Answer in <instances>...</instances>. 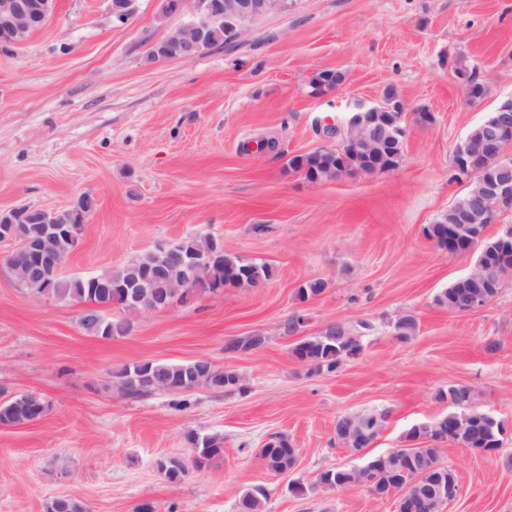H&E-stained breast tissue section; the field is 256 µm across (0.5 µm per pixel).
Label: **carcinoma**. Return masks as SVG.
Returning a JSON list of instances; mask_svg holds the SVG:
<instances>
[{"mask_svg": "<svg viewBox=\"0 0 512 512\" xmlns=\"http://www.w3.org/2000/svg\"><path fill=\"white\" fill-rule=\"evenodd\" d=\"M455 67L467 68L470 71L469 82L464 84L467 96L471 100H479L486 94L485 86L477 80V66L460 55L455 60ZM344 81L343 73L339 71H322L314 78L317 90H333ZM370 127H385L388 132L383 145L367 156L365 150L353 147L354 140H362L357 130L347 129L341 143L332 148L318 149L310 153L295 155L288 160V166L300 171L312 182H321L327 179H337L345 174L363 172L371 174L376 171L396 167L402 160L406 130L398 121L394 112L382 115L372 114L368 117ZM90 200L82 196L70 207L58 210L53 217L55 224H68L82 233L85 215L90 210ZM455 223L454 212L449 210L442 213L430 225L425 227L429 239H437L438 248L448 250V236L444 234L448 225ZM184 256L197 258L207 253L212 242L210 238H185L180 241ZM155 262L153 252L148 251L138 255L131 262L117 270H107L95 275L101 287L91 286L89 279H65L60 275L50 277L52 282L51 294L57 299H74L87 302L92 309L85 312L80 318L81 327L89 333H98L106 338L123 336L130 330V323L126 320H113L107 317L104 310L112 306H120L127 310H140L126 301V294L132 290L146 296H162L168 291V285L178 281L186 275L194 277L202 291H211L220 284L232 288H254L270 278L272 270L267 265H260L251 260L238 256L225 254L216 262L198 261L193 267L173 262L163 268L147 269ZM512 275V253L494 259L492 276L496 280V287L490 293L496 295L502 286L505 277ZM19 286L40 297L46 292L45 279L30 275L17 280ZM326 289V282L315 279L306 282L298 288V296L304 301L309 297L322 294ZM476 291L475 284L463 283L459 280L451 283L441 294L437 295L436 302L448 307L451 312H461L466 308L470 293ZM367 324L362 322L356 327L343 326L346 331L343 340H336V336H307L294 348L293 353L315 371L336 370L348 357L359 353L363 349L362 330ZM212 376H204V369L200 361L171 364L159 361H142L131 367L124 368L119 374L118 391L130 398H137L154 391L157 383L169 386V392L181 393L196 387H206L214 391L225 392L238 382V374L234 370H226L216 365L212 366ZM469 388L466 386H450L439 390L437 397L446 400L453 396L457 399L460 411H465L464 404ZM48 404L37 395H24L0 403V425L17 426L34 421L38 416L46 413ZM385 418L378 412H365L361 414H345L337 419V426L351 433L348 441V450L361 452L369 443L367 436L374 431L363 432L365 424H374L381 428ZM457 433L450 430L448 418L441 417L429 423L413 426L407 433V439L414 442L408 447L405 456L393 454H380L371 458L372 468L360 469L358 467H345L336 472L327 469L320 473L318 484L328 485L337 483L342 488L355 486H368L372 482L379 487L394 486L398 489L406 486L416 476L430 483L443 482L448 484L453 479L451 468L440 462L441 449L437 444L445 441H456ZM187 439L192 448L196 450L194 466L201 469L220 460L224 456V437L218 434H200L191 431ZM465 440L472 442V450H496L501 447L502 438L496 432L488 430L481 425L465 433ZM260 457L266 467L276 473L291 470L295 467V456L288 453L285 443L278 441L274 446H265L260 449ZM266 493L254 489L245 491L240 498L241 512H262ZM82 501L73 500L68 503L52 499L45 504V512H83Z\"/></svg>", "mask_w": 512, "mask_h": 512, "instance_id": "carcinoma-1", "label": "carcinoma"}]
</instances>
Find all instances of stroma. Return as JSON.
I'll list each match as a JSON object with an SVG mask.
<instances>
[{"label": "stroma", "instance_id": "stroma-1", "mask_svg": "<svg viewBox=\"0 0 512 512\" xmlns=\"http://www.w3.org/2000/svg\"><path fill=\"white\" fill-rule=\"evenodd\" d=\"M109 5L56 0L42 28L0 50V212L89 197L66 278L189 236L222 239L225 253L272 275L160 311L112 309L131 329L104 338L81 328L87 304L18 288L4 263L12 246L0 243V399L36 394L49 404L35 422L0 426V512H44L57 495L90 512L144 502L155 512H238L251 487L266 491L263 512H396L395 499L365 488L318 484L325 469L363 462L337 445L340 416L386 414L370 449L382 454L448 413L439 390L464 385L478 410L512 425V278L483 308L450 312L435 297L475 260L424 234L467 189L452 177L455 145L512 99V0H286L200 56L155 61L153 45L195 20L194 6L167 16L163 0H136L121 23ZM460 55L480 65V103L452 76ZM324 70L343 72L344 83L314 91ZM389 88L406 107L397 167L318 183L289 168L292 156L335 146L324 129L342 124L353 100L375 102ZM421 111L432 122H419ZM262 140L271 147L260 152ZM313 279L325 291L299 300ZM296 313L306 326L283 334ZM406 314L417 331L405 339L394 324ZM364 321L362 351L336 371H310L292 355L329 323ZM254 334L265 336L262 349L225 352ZM196 359L235 370L245 392L130 399L117 390L127 366ZM191 430L223 435L224 458L170 482L156 463L190 458ZM275 434L298 450L285 474L258 455ZM511 457L512 436L485 454L443 443L460 494L442 512H512Z\"/></svg>", "mask_w": 512, "mask_h": 512}]
</instances>
